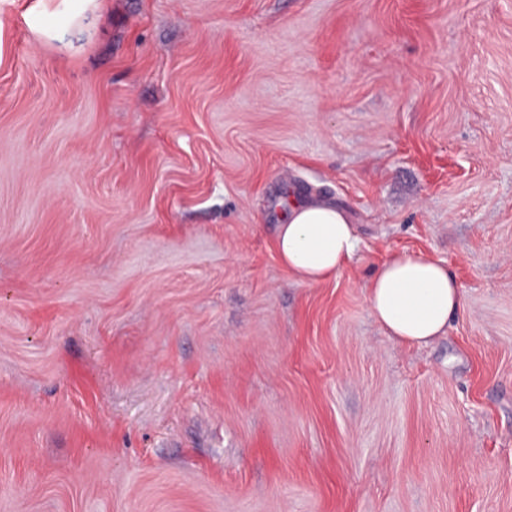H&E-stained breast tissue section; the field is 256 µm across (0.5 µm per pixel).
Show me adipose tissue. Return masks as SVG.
I'll return each mask as SVG.
<instances>
[{
  "label": "adipose tissue",
  "instance_id": "obj_1",
  "mask_svg": "<svg viewBox=\"0 0 512 512\" xmlns=\"http://www.w3.org/2000/svg\"><path fill=\"white\" fill-rule=\"evenodd\" d=\"M275 246L281 264L299 281L317 284L336 277L357 248L347 212L319 199L284 203ZM368 302L375 320L396 339L425 346L445 333L461 306V291L437 261L399 254L374 273Z\"/></svg>",
  "mask_w": 512,
  "mask_h": 512
}]
</instances>
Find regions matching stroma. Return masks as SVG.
I'll use <instances>...</instances> for the list:
<instances>
[{"label":"stroma","instance_id":"stroma-1","mask_svg":"<svg viewBox=\"0 0 512 512\" xmlns=\"http://www.w3.org/2000/svg\"><path fill=\"white\" fill-rule=\"evenodd\" d=\"M0 512H512V0H0ZM275 246L281 264L299 281L317 284L336 277L357 248L347 212L325 200L288 199ZM368 302L375 320L396 339L425 346L448 328L461 306L455 277L441 262L399 254L374 273Z\"/></svg>","mask_w":512,"mask_h":512}]
</instances>
